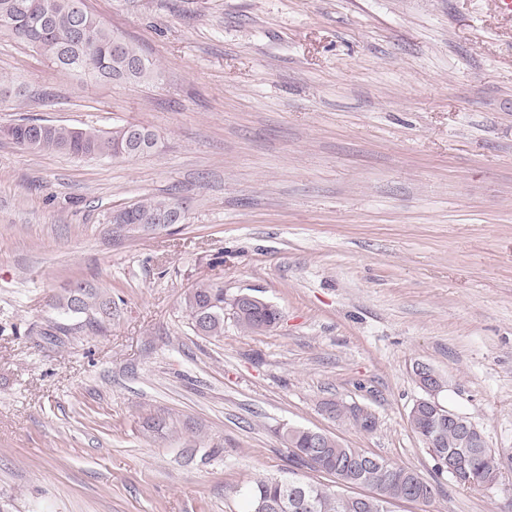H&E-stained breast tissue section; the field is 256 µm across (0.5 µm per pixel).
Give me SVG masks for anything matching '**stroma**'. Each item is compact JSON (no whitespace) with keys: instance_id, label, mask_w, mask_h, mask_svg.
Masks as SVG:
<instances>
[{"instance_id":"stroma-1","label":"stroma","mask_w":512,"mask_h":512,"mask_svg":"<svg viewBox=\"0 0 512 512\" xmlns=\"http://www.w3.org/2000/svg\"><path fill=\"white\" fill-rule=\"evenodd\" d=\"M155 62L150 87L72 76L0 37V126L144 125L133 159L0 139V512H242L264 478L321 480L281 435L304 427L418 471L429 503L512 512V15L497 0H84ZM172 197L179 224L113 211ZM112 291V325L39 335L75 280ZM262 296L196 335L197 283ZM441 400L500 474L457 485L413 430ZM343 401L372 431L325 413ZM235 298L236 300H238L239 306L242 307H247L251 303L260 300L258 297L247 293L239 294ZM229 304L232 310L233 318L235 319L240 329L247 333H259L258 326L254 319V312L246 310L242 307H239V310H234L235 306L232 305L231 303Z\"/></svg>"}]
</instances>
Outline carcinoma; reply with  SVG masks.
<instances>
[{"label":"carcinoma","instance_id":"cac0c4a2","mask_svg":"<svg viewBox=\"0 0 512 512\" xmlns=\"http://www.w3.org/2000/svg\"><path fill=\"white\" fill-rule=\"evenodd\" d=\"M11 27L0 34L30 47L58 70L95 80L134 85H150L160 80L159 68L123 34L107 27L91 14L84 0H0V20ZM8 139L37 152H66L82 157L129 159L151 152L154 134L137 124L117 125L110 131L56 124L44 120L22 119L9 125ZM177 201L145 197L112 214V224L153 225L171 213ZM224 287L199 283L183 298V309L199 336L224 335ZM59 317L48 322L41 335L52 343L74 332L100 335L112 321V294L105 287L76 281L57 302ZM262 312L266 330L275 327L278 310L254 304L252 309L232 311L237 325L247 333L258 332L254 311ZM334 417L352 420L365 431L373 426L360 419L355 408L329 404ZM293 461L314 466L315 455L322 454L321 472L346 487H366L372 496L360 501L354 496L336 499V493L318 482L298 483L293 479H259L242 490L245 512H274L275 504H292L285 512H387L397 500L416 494L430 501L434 487L414 469L406 466H363L366 453L348 448L336 440L311 446L310 430L291 428L282 434ZM445 454L465 457L470 488L493 486L498 482V468L479 449L465 448L457 434L445 429L441 436Z\"/></svg>","mask_w":512,"mask_h":512}]
</instances>
